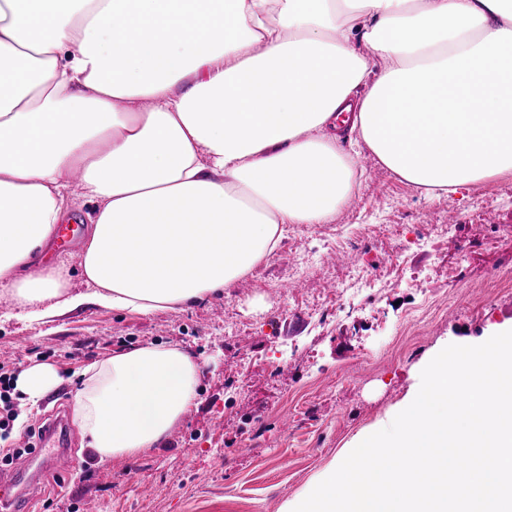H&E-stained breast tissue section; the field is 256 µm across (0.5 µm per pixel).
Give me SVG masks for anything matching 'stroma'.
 Wrapping results in <instances>:
<instances>
[{
  "label": "stroma",
  "instance_id": "stroma-1",
  "mask_svg": "<svg viewBox=\"0 0 512 512\" xmlns=\"http://www.w3.org/2000/svg\"><path fill=\"white\" fill-rule=\"evenodd\" d=\"M353 195L223 296L151 315L88 303L0 322V366L53 365L60 383L18 406L0 456L71 414L83 371L121 347L174 345L200 365L197 400L159 445L103 460L69 422L74 470L38 472L31 512H283L355 436L388 422L419 362L507 319L512 173L427 196L368 150Z\"/></svg>",
  "mask_w": 512,
  "mask_h": 512
}]
</instances>
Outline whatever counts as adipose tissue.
<instances>
[{"instance_id":"1","label":"adipose tissue","mask_w":512,"mask_h":512,"mask_svg":"<svg viewBox=\"0 0 512 512\" xmlns=\"http://www.w3.org/2000/svg\"><path fill=\"white\" fill-rule=\"evenodd\" d=\"M381 69H374V61ZM427 193L512 170V0H0V288L18 319L148 315L223 293L354 187L338 114ZM94 200L85 291L37 261ZM200 365L91 364L73 402L103 459L163 440Z\"/></svg>"}]
</instances>
